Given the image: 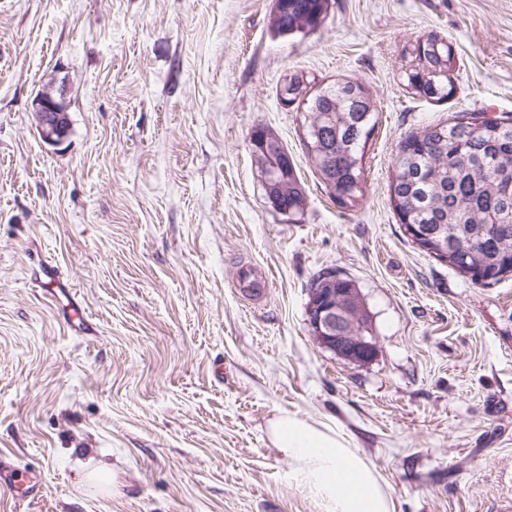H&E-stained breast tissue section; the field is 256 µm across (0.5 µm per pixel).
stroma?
Masks as SVG:
<instances>
[{"label": "stroma", "mask_w": 512, "mask_h": 512, "mask_svg": "<svg viewBox=\"0 0 512 512\" xmlns=\"http://www.w3.org/2000/svg\"><path fill=\"white\" fill-rule=\"evenodd\" d=\"M273 0H0V512H319L266 427L326 425L393 512L512 501V277L476 285L419 249L390 202L401 138L457 112L512 116V0H329L273 36ZM437 32L452 98L412 93L405 52ZM357 79L377 124L365 197H328L286 76ZM61 93L70 131L37 133ZM293 158L303 214L269 206L250 132ZM63 277L55 283L46 267ZM351 280L379 351L312 339L309 288ZM267 281L249 300L236 275ZM117 471L118 491L90 473ZM33 106L41 140L49 145L60 144L69 132V118L62 99L47 87L35 96Z\"/></svg>", "instance_id": "1"}]
</instances>
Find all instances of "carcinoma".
Instances as JSON below:
<instances>
[{"label":"carcinoma","mask_w":512,"mask_h":512,"mask_svg":"<svg viewBox=\"0 0 512 512\" xmlns=\"http://www.w3.org/2000/svg\"><path fill=\"white\" fill-rule=\"evenodd\" d=\"M274 30L280 35L305 34L327 15L326 0H278ZM429 44L410 47L414 64L405 71L407 87L441 101L454 93L446 76L457 70L451 42L436 33ZM313 81L294 73L282 84L288 97L303 94ZM303 145L330 199L344 209L362 206L364 157L376 124L377 107L360 81L337 82L316 89L303 99ZM458 112L448 122L406 135L391 162L390 200L399 221L444 244L457 245L463 259H448L451 269L475 278L491 279L512 273V117L482 125L463 122ZM278 139H268L258 153L257 169L269 174L275 165H288V176L269 179L270 194L293 217L304 212L306 201L294 164L286 163Z\"/></svg>","instance_id":"obj_1"}]
</instances>
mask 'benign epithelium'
<instances>
[{
  "label": "benign epithelium",
  "mask_w": 512,
  "mask_h": 512,
  "mask_svg": "<svg viewBox=\"0 0 512 512\" xmlns=\"http://www.w3.org/2000/svg\"><path fill=\"white\" fill-rule=\"evenodd\" d=\"M37 130L49 145L61 143L69 132V118L62 99L50 87L34 98ZM344 278L325 273L320 285L310 289L307 324L310 335L323 348L359 363L372 360L377 353L370 315L356 288H338Z\"/></svg>",
  "instance_id": "7a95c632"
}]
</instances>
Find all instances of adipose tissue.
Masks as SVG:
<instances>
[{
  "instance_id": "ef3b65f1",
  "label": "adipose tissue",
  "mask_w": 512,
  "mask_h": 512,
  "mask_svg": "<svg viewBox=\"0 0 512 512\" xmlns=\"http://www.w3.org/2000/svg\"><path fill=\"white\" fill-rule=\"evenodd\" d=\"M268 435L291 462L292 478L320 512H391L379 475L339 432L282 414L270 421Z\"/></svg>"
}]
</instances>
